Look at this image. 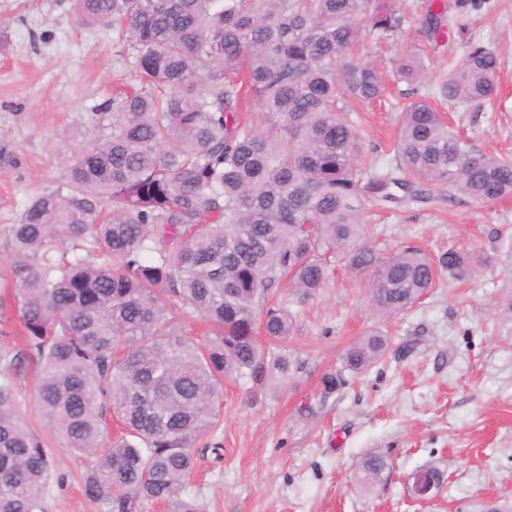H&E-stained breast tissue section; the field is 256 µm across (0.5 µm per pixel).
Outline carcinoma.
<instances>
[{
  "label": "carcinoma",
  "mask_w": 512,
  "mask_h": 512,
  "mask_svg": "<svg viewBox=\"0 0 512 512\" xmlns=\"http://www.w3.org/2000/svg\"><path fill=\"white\" fill-rule=\"evenodd\" d=\"M80 24L112 32L139 85L112 98L110 132L82 147L64 187L32 196L10 225L17 282L10 298L22 347L0 328V512H40L48 448L14 406L17 375L35 367L43 422L73 453L110 441L83 475L99 512H197L177 491L193 444L214 432L222 382L288 378L294 317L269 303L283 281L305 297L339 264L367 277L382 317L417 303L443 274L469 280L482 257L450 248L432 258L370 244L366 191L384 204L433 188L476 204L512 197V157L476 149L431 104L498 92L499 60L474 45L399 112L393 157L362 154L344 100L382 97L364 36L399 31L387 0H74ZM445 11L422 26L439 36ZM414 49L396 64L418 84ZM254 100L263 124L241 111ZM203 318L199 341L171 316ZM390 346L373 329L344 353L361 374ZM120 435L109 439L108 422ZM387 467L368 455L356 484Z\"/></svg>",
  "instance_id": "carcinoma-1"
}]
</instances>
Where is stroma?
Wrapping results in <instances>:
<instances>
[{
	"mask_svg": "<svg viewBox=\"0 0 512 512\" xmlns=\"http://www.w3.org/2000/svg\"><path fill=\"white\" fill-rule=\"evenodd\" d=\"M435 0H392L402 17L397 39L368 36L386 73V96L349 113L363 153L386 159L400 106L422 86L389 74L404 50L418 48L439 80L473 45L497 51L498 98L444 104L448 124L480 150L512 154V0H436L448 31L429 37L421 21ZM130 72L111 36L79 26L73 0H0V275L13 279L9 237L29 198L64 185L78 149L104 136L105 106ZM373 242L388 253L414 246L490 256L463 285L439 281L412 307L379 319L364 283L336 268L315 296L280 284L274 299L295 315L284 345L296 370L288 383L225 381L214 433L194 447L195 469L181 495L198 512H489L512 507V315L501 307L512 269L496 262L512 239V199L479 206L458 194L433 203L374 208ZM392 345L377 366L353 375L343 352L373 326ZM341 384L325 393L324 376ZM15 403L51 452L42 512H98L82 490L87 461L70 455L39 419L33 375L15 380ZM222 443L214 452L213 443ZM388 464L361 490L352 476L367 455ZM443 471L426 502L414 501L410 475Z\"/></svg>",
	"mask_w": 512,
	"mask_h": 512,
	"instance_id": "stroma-1",
	"label": "stroma"
}]
</instances>
